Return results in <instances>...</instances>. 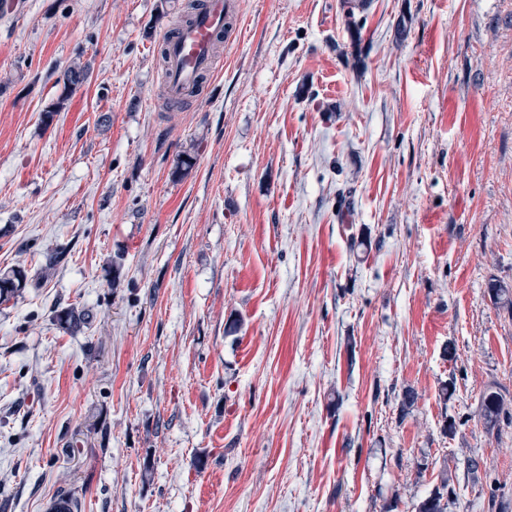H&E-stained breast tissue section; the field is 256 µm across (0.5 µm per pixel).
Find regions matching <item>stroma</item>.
<instances>
[{
	"label": "stroma",
	"mask_w": 512,
	"mask_h": 512,
	"mask_svg": "<svg viewBox=\"0 0 512 512\" xmlns=\"http://www.w3.org/2000/svg\"><path fill=\"white\" fill-rule=\"evenodd\" d=\"M187 2L0 13V512H512V0H238L174 106ZM88 78V69L79 64L71 65L65 68L60 74L57 84L62 83V94L69 96L80 88ZM28 284L24 268L16 267L0 276V303H7L19 296ZM479 417L488 432L498 428L505 418L512 422V413L510 415L504 398L497 391L489 390L482 395ZM456 491L448 484V471L446 466L441 467L437 475V484L429 495L419 501L415 512H449V507L455 503Z\"/></svg>",
	"instance_id": "obj_1"
}]
</instances>
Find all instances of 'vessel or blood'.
Instances as JSON below:
<instances>
[{
	"label": "vessel or blood",
	"mask_w": 512,
	"mask_h": 512,
	"mask_svg": "<svg viewBox=\"0 0 512 512\" xmlns=\"http://www.w3.org/2000/svg\"><path fill=\"white\" fill-rule=\"evenodd\" d=\"M236 11L235 0H205L191 21L177 24L174 33L163 38L171 102H182L189 91L200 90L203 78L215 72L217 45Z\"/></svg>",
	"instance_id": "1"
}]
</instances>
